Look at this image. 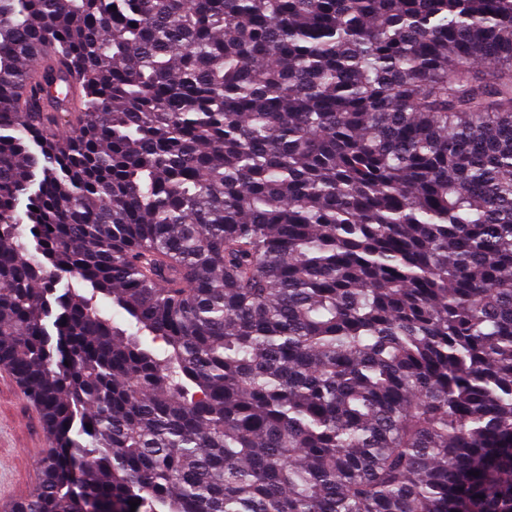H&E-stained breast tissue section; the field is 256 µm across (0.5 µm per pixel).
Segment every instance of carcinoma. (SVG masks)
<instances>
[{
    "label": "carcinoma",
    "mask_w": 512,
    "mask_h": 512,
    "mask_svg": "<svg viewBox=\"0 0 512 512\" xmlns=\"http://www.w3.org/2000/svg\"><path fill=\"white\" fill-rule=\"evenodd\" d=\"M0 364L11 512H512V0H0ZM51 440L39 408L14 375L0 367V512L27 497L41 480L40 462Z\"/></svg>",
    "instance_id": "carcinoma-1"
}]
</instances>
